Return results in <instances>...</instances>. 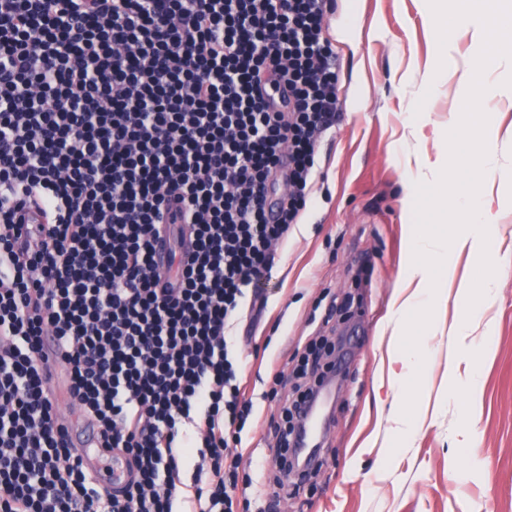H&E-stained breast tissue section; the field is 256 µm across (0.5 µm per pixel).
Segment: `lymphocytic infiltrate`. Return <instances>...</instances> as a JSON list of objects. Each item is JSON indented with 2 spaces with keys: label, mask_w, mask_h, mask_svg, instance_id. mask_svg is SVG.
I'll return each mask as SVG.
<instances>
[{
  "label": "lymphocytic infiltrate",
  "mask_w": 512,
  "mask_h": 512,
  "mask_svg": "<svg viewBox=\"0 0 512 512\" xmlns=\"http://www.w3.org/2000/svg\"><path fill=\"white\" fill-rule=\"evenodd\" d=\"M330 3L0 0V512H250L253 404L227 328L266 309L262 278L339 109ZM47 333L102 447L133 466L121 492L57 415ZM334 349L303 356L281 444Z\"/></svg>",
  "instance_id": "lymphocytic-infiltrate-1"
}]
</instances>
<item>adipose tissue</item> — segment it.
Masks as SVG:
<instances>
[{"instance_id":"adipose-tissue-1","label":"adipose tissue","mask_w":512,"mask_h":512,"mask_svg":"<svg viewBox=\"0 0 512 512\" xmlns=\"http://www.w3.org/2000/svg\"><path fill=\"white\" fill-rule=\"evenodd\" d=\"M469 164L484 173V181L472 187L468 195L449 193L444 203L452 211L456 223L470 225V232L437 237L419 229L410 239L408 275L395 291L386 326L389 372L400 383L405 382L420 363L419 352L402 345L408 320L430 314L439 297L438 281H456V296L468 309L464 321L449 326V341L465 342L484 322V308L493 293L494 278L492 274H485L477 289L469 281L456 279L453 256L457 251L478 244L485 248L496 245L499 229L488 223L481 202L484 196L494 193L500 206L512 203V192L504 187L505 182H512V167L505 165L495 151L471 155Z\"/></svg>"}]
</instances>
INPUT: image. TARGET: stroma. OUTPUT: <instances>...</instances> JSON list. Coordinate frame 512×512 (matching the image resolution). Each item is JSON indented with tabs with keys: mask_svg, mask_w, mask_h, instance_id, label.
I'll return each mask as SVG.
<instances>
[{
	"mask_svg": "<svg viewBox=\"0 0 512 512\" xmlns=\"http://www.w3.org/2000/svg\"><path fill=\"white\" fill-rule=\"evenodd\" d=\"M326 34L336 49L339 116L318 147L302 220L263 279L268 305L259 325L245 314L229 329L255 408L240 468L252 483V507L269 512L275 500L270 422L291 393L293 369L313 339L335 334L347 344L325 406L322 463L289 497L287 512H512V208L490 205L502 230L495 251L456 259L458 275L473 283L496 274L487 304L493 331L471 336L456 359L459 376L478 373L476 419L448 375V326L466 313L452 299L429 320L413 318L405 337L426 358L407 383L423 424L405 447L388 432L400 393L375 386L376 346L413 225L404 200L406 126L420 134L416 155L436 162L467 88L457 70L439 89L426 88L424 75L439 60L427 0H336ZM472 439L480 443L475 457Z\"/></svg>",
	"mask_w": 512,
	"mask_h": 512,
	"instance_id": "stroma-1",
	"label": "stroma"
}]
</instances>
